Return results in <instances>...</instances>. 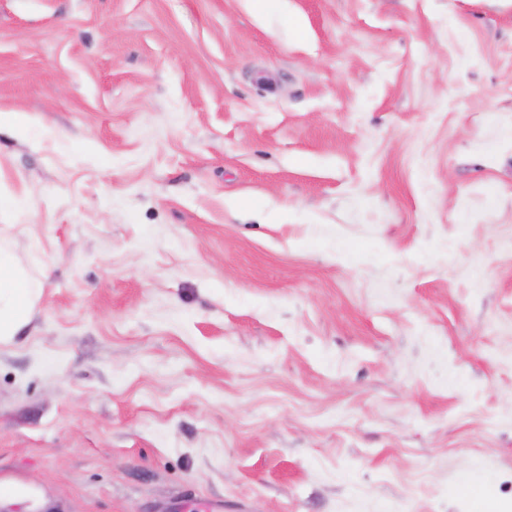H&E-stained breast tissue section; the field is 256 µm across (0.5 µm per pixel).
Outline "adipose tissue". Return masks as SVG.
<instances>
[{
  "instance_id": "adipose-tissue-1",
  "label": "adipose tissue",
  "mask_w": 512,
  "mask_h": 512,
  "mask_svg": "<svg viewBox=\"0 0 512 512\" xmlns=\"http://www.w3.org/2000/svg\"><path fill=\"white\" fill-rule=\"evenodd\" d=\"M40 296L24 266L0 245V343L11 341L28 323Z\"/></svg>"
}]
</instances>
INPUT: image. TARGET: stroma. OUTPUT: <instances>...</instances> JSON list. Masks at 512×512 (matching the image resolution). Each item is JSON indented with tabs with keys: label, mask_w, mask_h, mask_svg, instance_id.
<instances>
[{
	"label": "stroma",
	"mask_w": 512,
	"mask_h": 512,
	"mask_svg": "<svg viewBox=\"0 0 512 512\" xmlns=\"http://www.w3.org/2000/svg\"><path fill=\"white\" fill-rule=\"evenodd\" d=\"M0 512L512 503V0H0ZM40 296L24 266L0 244V343L10 342L28 323ZM457 492L473 498L477 496V507L480 512H510L512 510V503L510 510L508 505L501 504L495 497L493 492V485L490 482H483L477 489L474 487V481L470 474L466 473L462 478Z\"/></svg>",
	"instance_id": "1"
}]
</instances>
